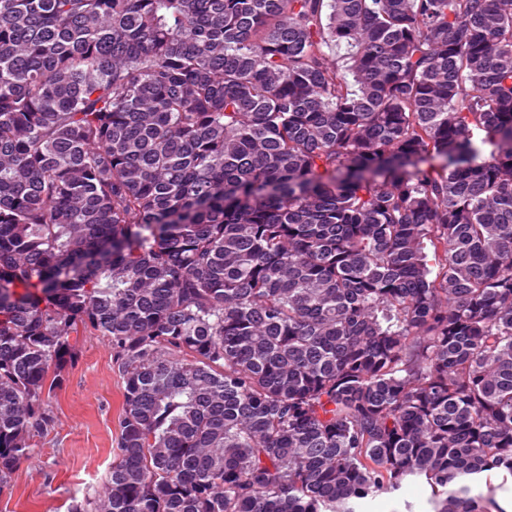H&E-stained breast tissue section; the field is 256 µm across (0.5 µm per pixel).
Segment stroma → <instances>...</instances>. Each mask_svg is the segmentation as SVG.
<instances>
[{"mask_svg": "<svg viewBox=\"0 0 512 512\" xmlns=\"http://www.w3.org/2000/svg\"><path fill=\"white\" fill-rule=\"evenodd\" d=\"M122 389L107 337H78L76 357L48 400L54 426L36 438L11 481L0 486V512H68L95 496L112 468L120 433ZM430 488L411 483L392 497L366 501L360 512H427Z\"/></svg>", "mask_w": 512, "mask_h": 512, "instance_id": "obj_1", "label": "stroma"}]
</instances>
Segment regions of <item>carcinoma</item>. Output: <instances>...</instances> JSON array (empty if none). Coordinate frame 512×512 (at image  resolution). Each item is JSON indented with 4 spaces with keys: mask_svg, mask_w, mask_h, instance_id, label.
Instances as JSON below:
<instances>
[{
    "mask_svg": "<svg viewBox=\"0 0 512 512\" xmlns=\"http://www.w3.org/2000/svg\"><path fill=\"white\" fill-rule=\"evenodd\" d=\"M88 332L70 512H503L512 0H0V486ZM430 495V488L423 483H410L393 497H377L375 500L368 499L360 512H405L407 502L414 505L413 511L425 512L429 510L426 500Z\"/></svg>",
    "mask_w": 512,
    "mask_h": 512,
    "instance_id": "1",
    "label": "carcinoma"
}]
</instances>
